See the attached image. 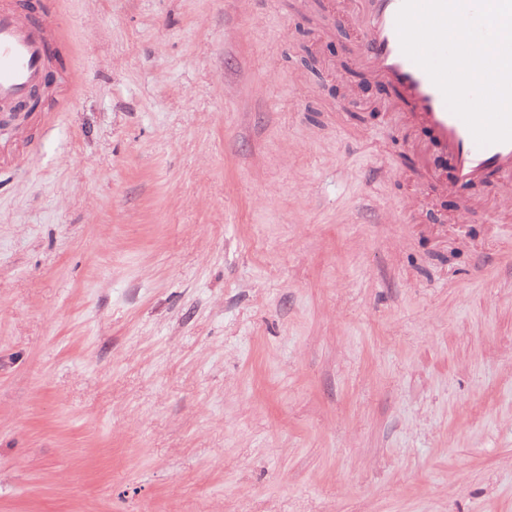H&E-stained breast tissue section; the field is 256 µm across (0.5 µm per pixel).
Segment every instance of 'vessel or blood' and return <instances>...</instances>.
<instances>
[{
    "mask_svg": "<svg viewBox=\"0 0 512 512\" xmlns=\"http://www.w3.org/2000/svg\"><path fill=\"white\" fill-rule=\"evenodd\" d=\"M361 20L357 64L390 84L400 97L392 104L396 126L427 129L433 145L451 161L454 186L481 182L494 171L512 178V142L477 145L466 123L447 107L427 72L401 48L396 17L403 0H353ZM54 45L42 25L24 18L15 0H0V101H24L41 83Z\"/></svg>",
    "mask_w": 512,
    "mask_h": 512,
    "instance_id": "1",
    "label": "vessel or blood"
}]
</instances>
